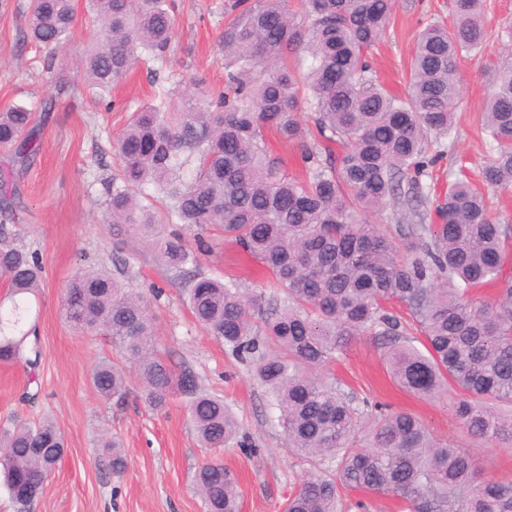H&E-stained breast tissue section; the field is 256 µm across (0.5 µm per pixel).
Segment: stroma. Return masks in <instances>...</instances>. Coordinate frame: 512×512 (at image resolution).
<instances>
[{
  "mask_svg": "<svg viewBox=\"0 0 512 512\" xmlns=\"http://www.w3.org/2000/svg\"><path fill=\"white\" fill-rule=\"evenodd\" d=\"M229 0H176L175 34L159 58L142 59L128 77L100 99L86 84L76 62L100 31L89 22L84 0H73L76 26L56 52L71 69L70 96L53 112L37 113L39 149L30 166L14 177L20 197L9 226L14 246L33 252L43 268L40 288L28 296L23 329L25 359L0 361V425L14 418L36 423L51 417L66 438L67 450L30 512H204L194 486L198 467L211 456L200 448L185 401L174 398L162 411L145 402L139 382H131L123 401L100 399L90 385L95 364L118 361L106 336H86L60 317L63 288L74 273L103 270L142 293L155 326L159 355L170 365L190 368L201 387L221 397L240 423L245 447L224 449L219 458L238 481L240 512H283L309 463L288 453L278 423L276 401L255 380L251 367L209 336L193 318L185 290L195 274L238 279L260 289L269 279L263 264L208 227L205 235L185 225L178 230L196 250L197 267L183 273L160 260L154 238H140L124 224H105L106 185L120 171L115 138L132 112L165 87L180 96L187 83L222 90L224 51L220 43ZM27 0H8L0 10V108L36 106L55 93L54 71L44 64L47 50L24 41ZM452 24L451 0H395L386 34L370 52L374 77L404 92L417 33L428 23ZM512 25V0H487L485 44L457 63L460 97L453 131L430 139L433 163L420 181L427 209L467 166L479 175L491 150L481 134L485 101L493 89L491 72ZM162 289L154 297V289ZM352 401L359 425L379 406L418 416L435 435L465 448L447 402L415 397L396 386L368 336L352 340L346 354L319 372ZM120 438L125 451L121 471L101 443Z\"/></svg>",
  "mask_w": 512,
  "mask_h": 512,
  "instance_id": "1",
  "label": "stroma"
}]
</instances>
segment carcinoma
Segmentation results:
<instances>
[{"label": "carcinoma", "instance_id": "carcinoma-1", "mask_svg": "<svg viewBox=\"0 0 512 512\" xmlns=\"http://www.w3.org/2000/svg\"><path fill=\"white\" fill-rule=\"evenodd\" d=\"M103 35L82 60L91 89L105 92L144 55L165 53L175 19L168 0H87ZM393 0H237L224 27L227 90L188 86L179 104L159 91L132 114L115 141L119 178L107 187L103 221L146 231L158 223L157 197L168 218L189 227L219 224L224 238L258 258L273 291L237 281L194 279L187 304L196 321L253 366L274 395L288 450L310 464L284 512H347L345 493L394 497L407 512H512V480L487 475L468 448L435 437L413 414L382 411L354 448L355 408L315 375L341 358L355 336L377 340L393 382L414 396L450 400L473 447H512V225L491 214L483 190L466 173L448 184L433 213H417L398 235L405 253L369 215L412 194L433 160L428 137L453 127L460 87L456 62L487 38L486 0H454L453 26L430 23L418 34L407 94L397 96L370 73L368 52L385 34ZM75 25L72 0H30L26 38L63 44ZM306 104L314 130H302ZM34 112L0 111V149L25 167L36 154ZM493 154L483 185L512 189V44L497 65L483 112ZM296 143L305 177L288 176L266 133ZM194 163L186 180L183 168ZM19 200L11 172L0 174V213ZM0 224V278L14 295L40 288L35 255L8 244ZM175 272L195 261L178 233L157 238ZM497 287L492 300L475 290ZM405 307L422 338L389 314ZM64 321L103 334L136 367L145 401L157 411L187 400L191 422L208 450L231 447L238 423L224 400L200 388L188 369L157 353L144 298L105 272H77L60 304ZM27 316L18 301L0 311V360L22 358L10 335ZM418 345H413V342ZM91 381L96 394L123 399L125 368L104 360ZM66 451L56 422L0 427V473L13 502L27 509ZM204 512H240L237 479L217 461L195 474Z\"/></svg>", "mask_w": 512, "mask_h": 512}]
</instances>
